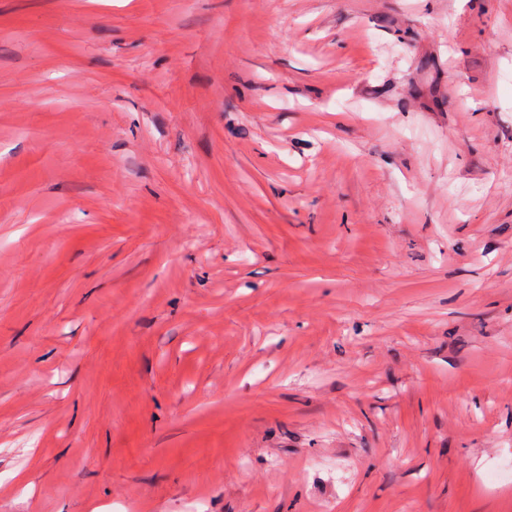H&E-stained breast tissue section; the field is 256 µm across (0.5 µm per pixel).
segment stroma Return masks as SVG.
<instances>
[{"instance_id": "stroma-1", "label": "stroma", "mask_w": 512, "mask_h": 512, "mask_svg": "<svg viewBox=\"0 0 512 512\" xmlns=\"http://www.w3.org/2000/svg\"><path fill=\"white\" fill-rule=\"evenodd\" d=\"M512 0H0V512H512Z\"/></svg>"}]
</instances>
